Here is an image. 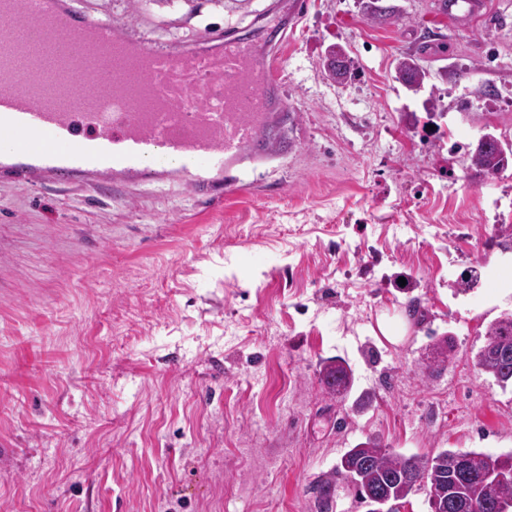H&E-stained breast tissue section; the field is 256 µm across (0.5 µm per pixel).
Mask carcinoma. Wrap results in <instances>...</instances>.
<instances>
[{"mask_svg":"<svg viewBox=\"0 0 512 512\" xmlns=\"http://www.w3.org/2000/svg\"><path fill=\"white\" fill-rule=\"evenodd\" d=\"M470 163L493 176L502 168L500 154L492 148L475 151ZM448 339L438 338L425 365L427 376L444 369L454 359ZM478 369L501 386L512 383V314L490 324L486 341L473 357ZM320 384L333 399L352 390L354 379L341 359L322 363ZM344 479L368 512H392V506L423 493L438 512H504L512 509V452L493 455L477 450L443 449L432 455L405 456L368 438L347 449L335 469L311 483L316 512H332L336 483Z\"/></svg>","mask_w":512,"mask_h":512,"instance_id":"carcinoma-1","label":"carcinoma"}]
</instances>
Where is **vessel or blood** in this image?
Masks as SVG:
<instances>
[{
    "label": "vessel or blood",
    "mask_w": 512,
    "mask_h": 512,
    "mask_svg": "<svg viewBox=\"0 0 512 512\" xmlns=\"http://www.w3.org/2000/svg\"><path fill=\"white\" fill-rule=\"evenodd\" d=\"M483 6L448 0V20ZM289 106L252 39L228 33L161 48L121 18H91L55 0H0V166L19 184L108 183L163 163L194 193L220 185L230 194L239 162L278 155L264 134Z\"/></svg>",
    "instance_id": "1"
}]
</instances>
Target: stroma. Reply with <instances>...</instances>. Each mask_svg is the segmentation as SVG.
<instances>
[{"label": "stroma", "instance_id": "obj_1", "mask_svg": "<svg viewBox=\"0 0 512 512\" xmlns=\"http://www.w3.org/2000/svg\"><path fill=\"white\" fill-rule=\"evenodd\" d=\"M487 2L452 26L442 0H401L385 25L357 0H298L274 24L271 0H67L162 44L260 36L293 110L270 130L280 156L237 165L222 197L175 175L0 172V512H316L310 483L369 437L512 452V386L472 360L512 314V164L468 166L482 134L512 141V0ZM334 43L345 85L324 73ZM404 54L420 92L396 78ZM442 335L456 356L426 377ZM330 358L354 372L340 402ZM345 364L352 370L350 365L341 359L325 361L320 367L318 373L320 384L332 399L342 400L353 388L354 377L351 378L350 371Z\"/></svg>", "mask_w": 512, "mask_h": 512}]
</instances>
